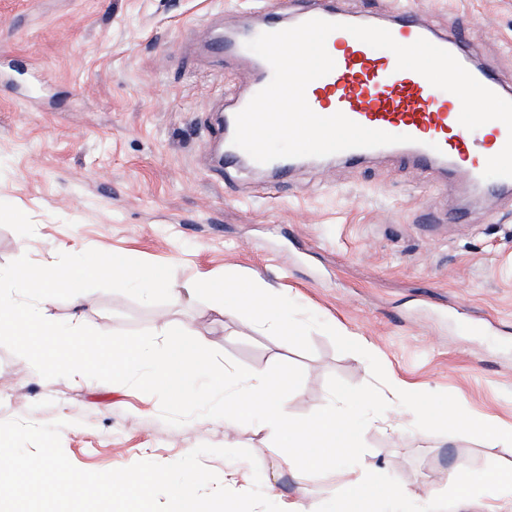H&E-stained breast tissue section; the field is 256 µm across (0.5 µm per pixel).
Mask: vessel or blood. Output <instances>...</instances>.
<instances>
[{
  "mask_svg": "<svg viewBox=\"0 0 512 512\" xmlns=\"http://www.w3.org/2000/svg\"><path fill=\"white\" fill-rule=\"evenodd\" d=\"M291 11L288 19L279 13L266 14L258 25L227 32L209 46L226 58L245 57L249 55L247 41L260 33L314 18L339 23V30L326 40V49L335 62L333 70L306 88L307 103L316 114L340 112L363 127L411 136V143L385 146V153L405 156L422 169L464 173L472 185L497 197L512 195V178L482 177L490 154L500 152L512 136L504 123L491 121V132L485 138L462 126L457 96L433 87L415 71L398 69L391 51L371 47L342 30L349 17L331 0H291ZM387 28L400 44L408 45L422 37L449 51L481 84L504 99H512V87L492 69L476 62L458 36L439 31L413 15L394 16ZM249 100V94L242 95L224 116L225 167L236 166L246 158L232 139L235 115ZM300 164L297 158H280L262 165L261 170L269 183L275 184Z\"/></svg>",
  "mask_w": 512,
  "mask_h": 512,
  "instance_id": "b4317fda",
  "label": "vessel or blood"
}]
</instances>
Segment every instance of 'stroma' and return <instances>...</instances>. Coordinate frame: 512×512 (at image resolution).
Wrapping results in <instances>:
<instances>
[{
  "mask_svg": "<svg viewBox=\"0 0 512 512\" xmlns=\"http://www.w3.org/2000/svg\"><path fill=\"white\" fill-rule=\"evenodd\" d=\"M283 0H0V267L26 255L53 264L89 249L173 266L181 299L144 305L94 291L76 310L101 332L189 324L196 339L252 371L282 361L303 368L285 405L305 416L329 400L327 379L371 382L367 361L310 335L306 354L215 315L189 287L235 273L285 295L362 345L383 364L381 386L397 431L368 425L355 470L390 489L367 512H512V496L459 501L446 476L458 463L480 472L512 467V451L481 428L512 426V201L473 195L463 177L380 156L351 167L306 163L267 187L216 153L225 96L244 93L248 60L198 43L260 21ZM363 20L409 9L437 29L459 31L476 60L512 84V0H339ZM412 385L448 402L455 423L401 403ZM0 421H64L63 451L84 471L141 460L175 462L201 444L246 448L256 464L205 456L216 474L239 470L238 491L273 502L302 499L316 512H345L338 472L292 478L272 436L225 430L212 419L173 427L157 397L86 377L43 379L0 346Z\"/></svg>",
  "mask_w": 512,
  "mask_h": 512,
  "instance_id": "1",
  "label": "stroma"
}]
</instances>
